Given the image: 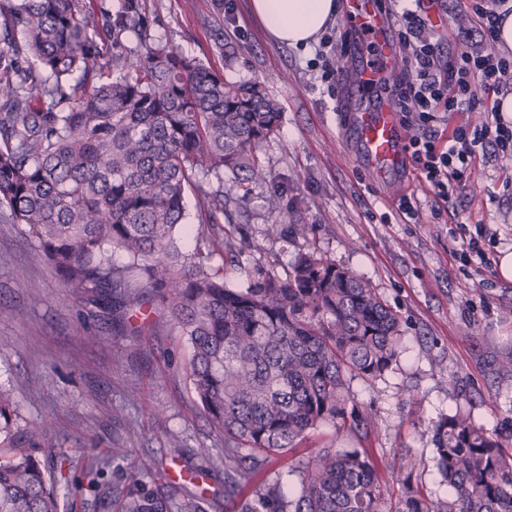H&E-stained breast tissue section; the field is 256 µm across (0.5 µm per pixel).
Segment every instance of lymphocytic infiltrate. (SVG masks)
I'll return each instance as SVG.
<instances>
[{
	"instance_id": "lymphocytic-infiltrate-1",
	"label": "lymphocytic infiltrate",
	"mask_w": 512,
	"mask_h": 512,
	"mask_svg": "<svg viewBox=\"0 0 512 512\" xmlns=\"http://www.w3.org/2000/svg\"><path fill=\"white\" fill-rule=\"evenodd\" d=\"M411 8H396V0H379L395 26L398 47L406 66L390 85L381 86L408 129L410 166L417 179L434 194V216H442L464 195L467 173L487 152L512 157V121L491 106L493 95L512 90V55L493 48L499 15L474 0L472 12L478 28L490 46L487 51H464L447 57L432 34L431 17L424 0H414ZM486 108L484 122H468L449 127L452 112ZM455 254L462 264H490L487 247L494 234L484 225L468 227L457 223Z\"/></svg>"
}]
</instances>
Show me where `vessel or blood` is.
Instances as JSON below:
<instances>
[{"instance_id":"vessel-or-blood-1","label":"vessel or blood","mask_w":512,"mask_h":512,"mask_svg":"<svg viewBox=\"0 0 512 512\" xmlns=\"http://www.w3.org/2000/svg\"><path fill=\"white\" fill-rule=\"evenodd\" d=\"M346 14L359 44L349 48L341 62L348 105L339 114L340 139L383 185L404 170L406 134L388 99L369 103L364 94L393 82L404 62L394 44L392 22L377 0H347Z\"/></svg>"}]
</instances>
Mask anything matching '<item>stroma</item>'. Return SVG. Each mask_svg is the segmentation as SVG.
Segmentation results:
<instances>
[{
	"mask_svg": "<svg viewBox=\"0 0 512 512\" xmlns=\"http://www.w3.org/2000/svg\"><path fill=\"white\" fill-rule=\"evenodd\" d=\"M249 2L234 0L229 21L213 0H92L104 25L136 5L146 37L120 32L122 47L169 44L220 70L227 82H264L279 100V134L261 154L269 178L231 215L254 248L240 266L227 267L225 279L241 285L243 266L256 258L286 275L296 253L315 247L376 288L401 318L404 351L385 381L352 384L356 401L375 415L368 446L381 462L410 454L424 489L446 495L429 442L432 419L465 400L478 424L512 443V373L496 366L512 349V282L497 269L453 258L450 225L432 217L433 194L418 182L409 185L421 204L418 223H380L394 202L344 150L336 128L341 100L328 96L312 70L314 48L272 41ZM509 177L512 159L478 161L458 209L462 221L489 225L500 249L512 251ZM274 195L293 223L309 225L308 236L265 237ZM0 309L13 313L0 321V384L11 390L21 426L55 422L45 464L58 479L65 512H123L132 493L162 499L167 512H192L197 489L223 492L224 436L194 402L186 351L160 305L142 314L152 325L145 336L82 322V302L36 259L21 226L0 214ZM173 438L179 450L169 447ZM202 445L213 462L200 457ZM97 455L105 459L100 476L90 468ZM142 461L154 462L155 471L135 474Z\"/></svg>",
	"mask_w": 512,
	"mask_h": 512,
	"instance_id": "obj_1",
	"label": "stroma"
}]
</instances>
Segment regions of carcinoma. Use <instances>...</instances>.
Wrapping results in <instances>:
<instances>
[{
	"label": "carcinoma",
	"mask_w": 512,
	"mask_h": 512,
	"mask_svg": "<svg viewBox=\"0 0 512 512\" xmlns=\"http://www.w3.org/2000/svg\"><path fill=\"white\" fill-rule=\"evenodd\" d=\"M144 26L132 4L119 30ZM99 29L81 0H0V210L91 316L140 335L130 313L157 300L174 321L196 403L224 432V493L200 494L195 512H512V448L462 405L429 428L448 497L425 493L410 457L395 455L391 506L372 454L332 442L292 460L297 485L258 479L326 424L338 438L367 439L374 415L351 385L393 370L401 318L316 248L297 253L284 277L256 262L228 286L213 254L238 265L252 245L221 218L266 180L259 152L279 129L280 103L261 82L227 83L167 44L115 50L111 31L96 41ZM191 193L210 231L184 253ZM269 203L267 238L308 234ZM17 417L0 386V512H60L57 480L36 456L54 423L21 430ZM125 512L162 504L135 494Z\"/></svg>",
	"instance_id": "carcinoma-1"
}]
</instances>
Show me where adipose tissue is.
<instances>
[{"label": "adipose tissue", "mask_w": 512, "mask_h": 512, "mask_svg": "<svg viewBox=\"0 0 512 512\" xmlns=\"http://www.w3.org/2000/svg\"><path fill=\"white\" fill-rule=\"evenodd\" d=\"M250 9L276 42L309 47L338 14V0H250Z\"/></svg>", "instance_id": "ef3b65f1"}]
</instances>
